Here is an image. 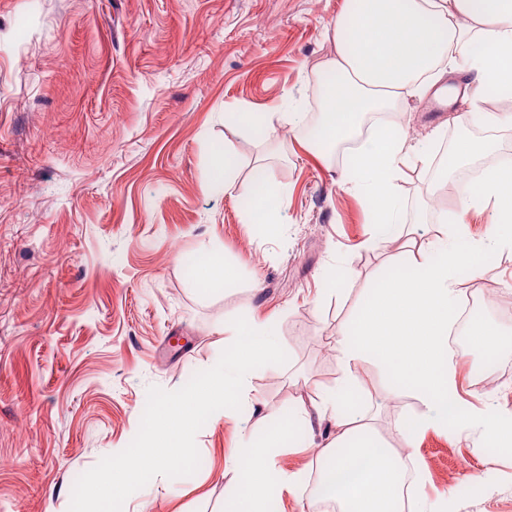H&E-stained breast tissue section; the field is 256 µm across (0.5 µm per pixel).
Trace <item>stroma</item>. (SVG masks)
<instances>
[{
  "label": "stroma",
  "mask_w": 512,
  "mask_h": 512,
  "mask_svg": "<svg viewBox=\"0 0 512 512\" xmlns=\"http://www.w3.org/2000/svg\"><path fill=\"white\" fill-rule=\"evenodd\" d=\"M345 0H0V512H68L74 475L133 438L149 387L174 391L217 363L236 317L270 319L288 355L256 370L252 404L225 410L196 435L203 468L147 484L122 512H224L240 473L224 458L261 439L284 411L308 406L305 436L289 441L274 469L278 512H310L320 448L336 437L312 404L344 369L334 333L364 294L408 255L376 241L363 200L339 179L301 129L265 139L225 121L247 107L284 112L303 100L317 117L320 77L311 67L334 51L325 36ZM411 98L399 116L411 136L471 131L469 100L451 112ZM459 122H450V115ZM223 144L239 182L269 150L287 188L280 224L243 223L238 194L210 189V155ZM429 169L400 184L405 231L436 235L454 198L430 191ZM490 211L448 225V243L472 248ZM219 251L235 270L223 291H201L188 264ZM462 296L512 309V253L501 251ZM499 366L478 383L473 356H456L468 407L512 416V316L483 323ZM387 446L410 449L421 489L447 512H512V450L496 452L465 422L421 427L412 391L395 389L369 360L358 370ZM494 472L488 483L476 475Z\"/></svg>",
  "instance_id": "35a3bbf8"
}]
</instances>
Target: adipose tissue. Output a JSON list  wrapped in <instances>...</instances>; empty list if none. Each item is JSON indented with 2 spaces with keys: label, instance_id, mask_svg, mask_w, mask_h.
Returning <instances> with one entry per match:
<instances>
[{
  "label": "adipose tissue",
  "instance_id": "adipose-tissue-1",
  "mask_svg": "<svg viewBox=\"0 0 512 512\" xmlns=\"http://www.w3.org/2000/svg\"><path fill=\"white\" fill-rule=\"evenodd\" d=\"M326 35L335 53L321 66L334 80L320 94L313 145L327 162L351 146L352 172L343 176V184L365 201L383 233L397 236L404 212L398 182L406 169L430 165L432 159L405 127L376 125L372 119L401 111L408 98L424 96L449 75L472 88L473 104L482 102L489 85L512 100V0H346ZM236 170V159L227 149L213 148L212 182L250 199L244 223H279L287 189L270 177L239 185ZM457 201L463 210L480 205L492 209L493 220L478 248L512 252L511 166L486 169L481 193L466 187L458 191ZM461 267L471 280L485 277L482 267L448 248L446 237L421 240L407 267L382 279L365 295L357 316L336 331L344 376L335 387L321 391L316 407L336 422V439L320 456L336 462L327 492L343 505V512H442L421 492H414L407 504L398 497L412 456L386 447L377 435L357 375L367 360L385 367L396 387L416 394L427 411L425 424L444 427L467 421L486 437L512 445V424L488 412L473 413L457 393L448 337L461 296L456 275ZM297 425L290 420L265 441L250 444L245 454L227 457L226 467L242 470L243 479L237 494L226 500L224 512H272L266 494L269 460Z\"/></svg>",
  "mask_w": 512,
  "mask_h": 512
}]
</instances>
